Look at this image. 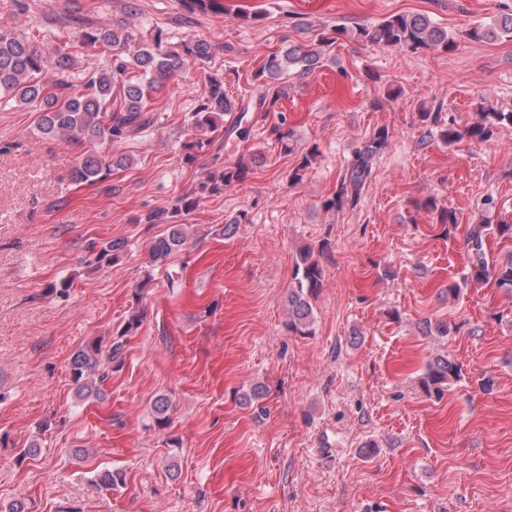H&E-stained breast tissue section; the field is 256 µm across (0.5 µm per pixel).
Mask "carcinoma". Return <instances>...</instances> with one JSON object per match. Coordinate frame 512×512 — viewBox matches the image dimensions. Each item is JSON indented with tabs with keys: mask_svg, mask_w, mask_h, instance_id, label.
<instances>
[{
	"mask_svg": "<svg viewBox=\"0 0 512 512\" xmlns=\"http://www.w3.org/2000/svg\"><path fill=\"white\" fill-rule=\"evenodd\" d=\"M191 13L215 12L222 8L219 0H182ZM336 33H353L362 41L377 46L395 47L407 55H418L429 50L449 51L455 40L448 31L424 14L391 15L367 26L348 29L333 27ZM465 36L473 42L495 41L512 38V14L502 19L499 27L473 25L465 30ZM82 41L119 48L112 54V69L95 71L87 78L83 89L73 90L69 81L74 66V56L65 48H56L51 55H44L26 38L0 32V95H11L25 103L39 104L38 128L49 137H60L76 143L108 140L119 142L132 133L148 126V104L152 94L159 90L162 82L173 77L185 65V58L196 61L208 60L213 45L204 40L183 44L180 52L163 46L162 37L153 44L130 48L129 34L124 29H105L96 33H85ZM336 38L322 32L319 39L309 45L291 43L285 51L273 53L264 59L252 75V89L248 98L233 100L224 89V76L212 74L208 78L207 94L201 99L191 116L194 138L185 142L186 160L194 162L204 147L211 144L207 134L217 130L218 121L227 112L236 110L261 113V118L276 111L280 101L286 98L285 79L290 75L305 78L313 74L325 55L324 48L334 45ZM52 72L54 80L46 81L43 74ZM286 116L266 128L269 139L283 153L293 151L290 133L283 128ZM512 126V111L503 112L492 106L481 107L478 121L460 131L452 126L441 130V136L453 143L468 139L483 142L492 137L494 130ZM389 132L380 128L360 148L347 166L332 197L323 202L327 209H341L346 205L356 206L362 191L372 174L374 158L388 146ZM317 148L308 150L302 160L290 171L289 181L297 185L303 180L304 171L311 166ZM108 168L97 153H86L74 170L77 181H95ZM245 166L241 163L226 164L220 169L206 173L199 182L196 194L211 196L221 194L224 189L242 181ZM417 207L437 215L436 223L448 225V230L458 229L455 211L441 206L429 198ZM490 236L512 239V224H476L464 235V246L471 255V277L479 282L494 281L499 288L512 292V255L498 263L487 259L485 241ZM187 240L181 224H169L167 230L156 235L149 248V257L156 266L165 264L171 255L180 251ZM323 286V269L314 250L307 248L299 255L294 283L288 292V331L308 333L312 320L313 299ZM124 345L119 340L110 343L107 350L101 344L91 342L79 349L71 361V376L82 396H99L100 388L93 380L104 381L106 369L121 361ZM458 378L457 365L448 357L438 355L427 367L421 385L427 393L442 394L443 387ZM171 402L169 396L159 394L153 402L154 419L157 426H168Z\"/></svg>",
	"mask_w": 512,
	"mask_h": 512,
	"instance_id": "obj_1",
	"label": "carcinoma"
}]
</instances>
